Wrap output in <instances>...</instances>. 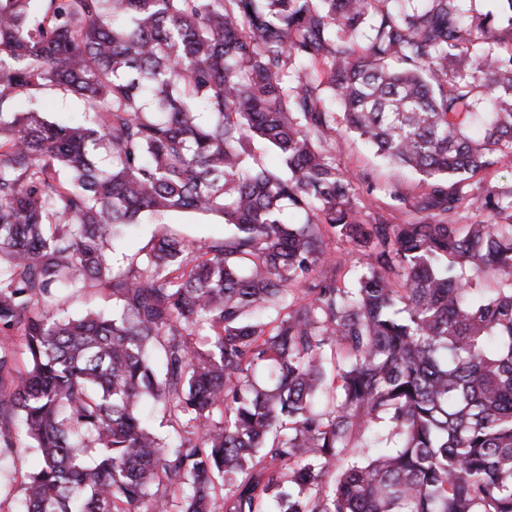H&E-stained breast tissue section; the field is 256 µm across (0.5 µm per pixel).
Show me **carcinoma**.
<instances>
[{"instance_id": "1", "label": "carcinoma", "mask_w": 512, "mask_h": 512, "mask_svg": "<svg viewBox=\"0 0 512 512\" xmlns=\"http://www.w3.org/2000/svg\"><path fill=\"white\" fill-rule=\"evenodd\" d=\"M463 2L0 0V456L37 450L26 512H512V188L472 182L512 154V0ZM47 94L83 119L16 111ZM342 130L421 176L384 188L409 219L364 220ZM479 197L493 220L457 223ZM185 212L224 237L112 265ZM87 289L112 312L64 316ZM164 224L145 223L129 236L125 237L114 254V259L122 261V255L135 253L152 235L158 234L163 229ZM94 302L99 306L105 308H112V297H109L106 292H95V293H83V292H75L70 299V301L65 305V309L69 312H77L80 310L86 303Z\"/></svg>"}]
</instances>
